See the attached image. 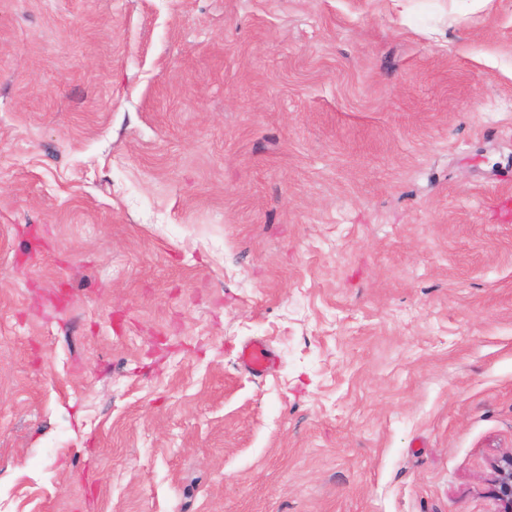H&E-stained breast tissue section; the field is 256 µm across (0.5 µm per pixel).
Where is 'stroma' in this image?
<instances>
[{
	"label": "stroma",
	"instance_id": "1",
	"mask_svg": "<svg viewBox=\"0 0 512 512\" xmlns=\"http://www.w3.org/2000/svg\"><path fill=\"white\" fill-rule=\"evenodd\" d=\"M506 193L512 0H0V512H498ZM240 360L245 370L254 376H260L271 364L273 357L265 345L253 341L243 347Z\"/></svg>",
	"mask_w": 512,
	"mask_h": 512
}]
</instances>
